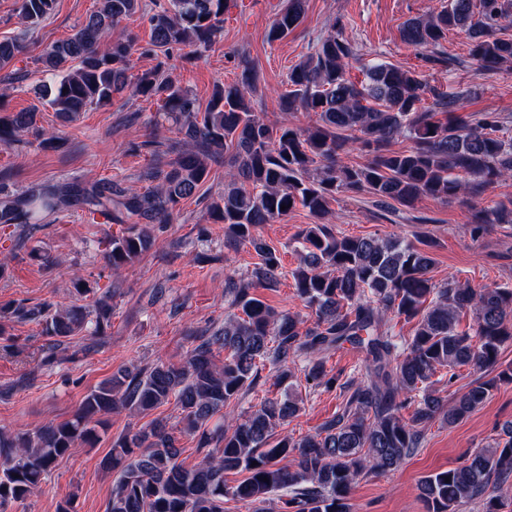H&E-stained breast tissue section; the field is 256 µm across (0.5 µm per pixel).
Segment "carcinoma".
Segmentation results:
<instances>
[{
    "mask_svg": "<svg viewBox=\"0 0 512 512\" xmlns=\"http://www.w3.org/2000/svg\"><path fill=\"white\" fill-rule=\"evenodd\" d=\"M56 0H19L23 21L36 24ZM226 0H169L149 17L151 40L143 55L164 59L133 72L135 39L112 38V28L142 10L141 0H98L96 9L70 37L53 43L39 58L52 81L41 99L66 121L94 105L112 103L116 94H133L160 103L159 115L145 124L151 164L144 190L121 180L84 183H31L12 188L17 171L0 169V227L17 240L57 212L80 210L90 219L123 224L104 256L118 273L155 246L158 233L173 223L186 200L198 196L211 165L227 166L224 192L208 206L210 218L224 225V248L251 245L261 262L251 278L225 281L230 314L211 334L189 333L192 347L183 362H159L147 369H120L82 399L72 416L29 430L0 427V504L20 501L45 482L58 460L79 448H94L116 412L147 415L173 400L180 428L154 419L112 439L103 466L116 473L108 512H224V497L252 512H268L272 495L285 492L280 512H350L348 497L362 475L398 468L419 447L425 427L438 418L454 426L467 418L501 384H512V367L498 369L501 347L512 342V288L486 284L474 288L451 279L441 285L429 276L436 241L424 232L412 242L399 237L352 236L327 222L329 199L340 192L368 193L379 207L396 202L412 207L423 198L442 202L467 194L477 197L512 175V129L490 113L458 116L464 94L448 95L415 70L385 61L364 67V82L348 76L356 57L342 32L329 33L288 73V91L279 96L284 113L304 111L312 125L287 120L267 124L249 95L261 81L258 64L248 56L237 62L232 83L215 85L205 107L173 77L165 58L177 49L210 44L224 28ZM306 0H284L265 32L272 44L288 37L303 21ZM512 17V0H448L427 17L401 28L402 41L436 66L448 58L435 51L452 31L466 34L469 58L481 69L512 62V36L499 35ZM110 40L106 51L100 50ZM25 50L17 40L0 41V69ZM168 122L179 140L164 144L160 128ZM37 123V112H9L0 94V145L9 146ZM403 137L404 150L391 149ZM68 140L54 131L41 134L38 147L61 151ZM354 150L369 155L362 166L345 158ZM301 206L316 219L297 235L299 265L291 271L297 296L314 311L312 326L301 328L295 315L275 310L255 293L284 275L281 253L259 235L264 224ZM491 224H512V201L479 210L471 231ZM73 301L0 305V336L6 323L36 321L51 340L42 364L74 336L92 340L112 328V292L99 294L77 276ZM473 316L471 330L458 329L460 317ZM415 321L411 336H396L391 317ZM365 354V379L354 388L343 413L312 435L284 436L273 445L275 430L301 411L293 390L295 366L309 387L331 389L317 352L344 344ZM224 350L215 363L214 349ZM275 370L281 395L264 398L247 414L224 420V408L254 388L259 368ZM468 366L481 373L448 402L435 385L438 372L456 378ZM495 370L489 379L482 373ZM414 405L411 415L402 408ZM198 437L202 459L188 468L178 462L177 433ZM257 465H252V462ZM241 472L234 486L225 475ZM512 479V421L487 448L466 455L460 465L420 481L428 512L483 501L484 512H502L501 497L488 494Z\"/></svg>",
    "mask_w": 512,
    "mask_h": 512,
    "instance_id": "carcinoma-1",
    "label": "carcinoma"
}]
</instances>
